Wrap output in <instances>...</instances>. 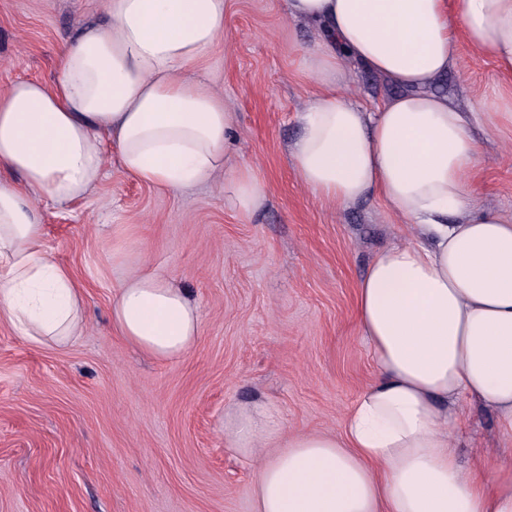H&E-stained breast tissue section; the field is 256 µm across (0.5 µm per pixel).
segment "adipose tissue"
Segmentation results:
<instances>
[{
	"mask_svg": "<svg viewBox=\"0 0 512 512\" xmlns=\"http://www.w3.org/2000/svg\"><path fill=\"white\" fill-rule=\"evenodd\" d=\"M232 0H104L105 24L66 45L51 82L0 89V319L56 346L83 329V291L44 240L43 207L82 199L110 158L171 191L225 175L224 196L253 214L268 188L235 161L233 115L203 79ZM318 37L301 66L318 91L299 114L293 166L320 198L380 199L416 239L380 249L356 289L374 381L342 434L285 435L276 409L236 405L224 440L260 458L255 512H512V211L478 207L471 176L512 126V94L462 110L438 91L469 43L512 76V0H284ZM359 65L398 87L375 108L344 89ZM113 331L161 360L197 343L184 288L131 272L111 302ZM497 416L494 471L463 464L454 410Z\"/></svg>",
	"mask_w": 512,
	"mask_h": 512,
	"instance_id": "1",
	"label": "adipose tissue"
}]
</instances>
